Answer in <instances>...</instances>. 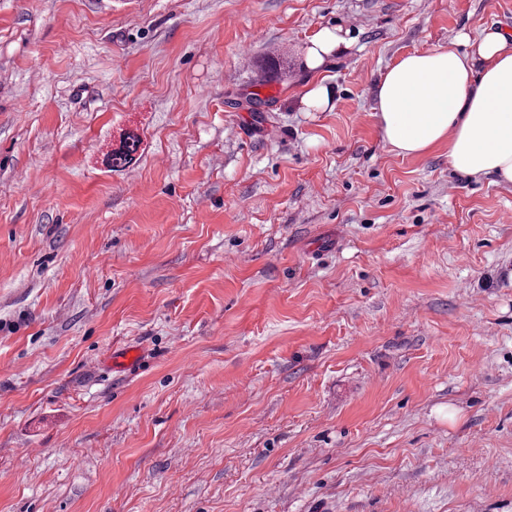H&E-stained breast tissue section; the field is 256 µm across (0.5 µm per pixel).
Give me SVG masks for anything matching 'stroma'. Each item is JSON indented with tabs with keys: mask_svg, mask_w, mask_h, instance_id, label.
<instances>
[{
	"mask_svg": "<svg viewBox=\"0 0 512 512\" xmlns=\"http://www.w3.org/2000/svg\"><path fill=\"white\" fill-rule=\"evenodd\" d=\"M490 26L512 0H0V512H512V184L375 109ZM308 52V68L316 70L320 68L331 55H339L352 44L349 31L342 28H324L316 32L311 38ZM302 102L308 112L324 111L330 106V91L322 84H311L305 88ZM140 148V138L134 134L123 137L118 150L112 151V168L125 167L135 158Z\"/></svg>",
	"mask_w": 512,
	"mask_h": 512,
	"instance_id": "35a3bbf8",
	"label": "stroma"
}]
</instances>
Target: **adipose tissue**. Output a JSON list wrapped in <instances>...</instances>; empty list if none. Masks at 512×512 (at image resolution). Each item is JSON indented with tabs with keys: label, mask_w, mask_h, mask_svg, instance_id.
Wrapping results in <instances>:
<instances>
[{
	"label": "adipose tissue",
	"mask_w": 512,
	"mask_h": 512,
	"mask_svg": "<svg viewBox=\"0 0 512 512\" xmlns=\"http://www.w3.org/2000/svg\"><path fill=\"white\" fill-rule=\"evenodd\" d=\"M460 40L466 52L414 51L387 68L375 89L382 136L405 156L447 144L458 173L512 183V34Z\"/></svg>",
	"instance_id": "obj_1"
}]
</instances>
